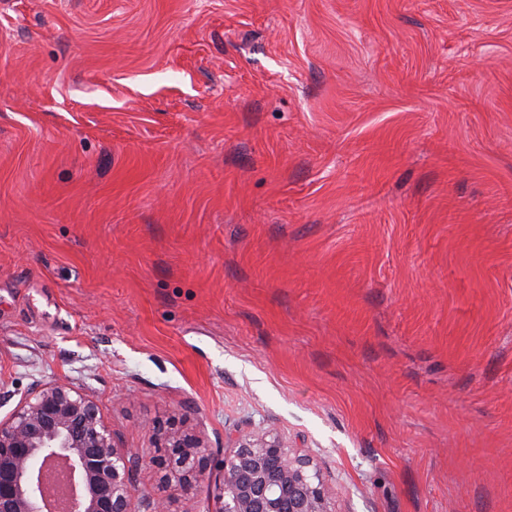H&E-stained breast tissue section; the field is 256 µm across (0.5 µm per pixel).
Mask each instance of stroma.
<instances>
[{"instance_id": "35a3bbf8", "label": "stroma", "mask_w": 512, "mask_h": 512, "mask_svg": "<svg viewBox=\"0 0 512 512\" xmlns=\"http://www.w3.org/2000/svg\"><path fill=\"white\" fill-rule=\"evenodd\" d=\"M308 449L336 512H512V0H0V420Z\"/></svg>"}]
</instances>
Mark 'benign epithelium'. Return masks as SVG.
<instances>
[{"label":"benign epithelium","instance_id":"obj_1","mask_svg":"<svg viewBox=\"0 0 512 512\" xmlns=\"http://www.w3.org/2000/svg\"><path fill=\"white\" fill-rule=\"evenodd\" d=\"M202 436H165L168 466L190 488L205 474ZM53 463L69 471L81 497L77 512H132L138 464L106 426L94 398L66 381L33 384L0 420V512H53L44 476ZM218 512H334L320 468L305 449L271 431L229 439Z\"/></svg>","mask_w":512,"mask_h":512}]
</instances>
